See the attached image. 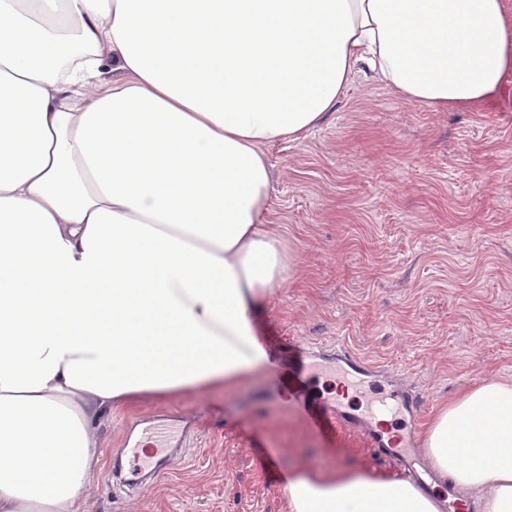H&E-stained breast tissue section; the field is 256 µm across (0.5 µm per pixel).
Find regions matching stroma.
I'll return each instance as SVG.
<instances>
[{"instance_id":"1","label":"stroma","mask_w":512,"mask_h":512,"mask_svg":"<svg viewBox=\"0 0 512 512\" xmlns=\"http://www.w3.org/2000/svg\"><path fill=\"white\" fill-rule=\"evenodd\" d=\"M271 223L297 250V272L256 316L271 355L294 361L344 343L402 383L361 386L329 371L315 398L348 385L374 416L378 394L416 391L425 432L437 406L496 378L512 381V75L491 101L435 112L355 77L300 142L270 147ZM196 433L166 470L132 489L112 480L130 429L162 443ZM90 512H284L290 470L338 461L394 478L363 436L312 430L281 396L276 371L225 390L126 409L104 430Z\"/></svg>"}]
</instances>
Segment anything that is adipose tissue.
I'll return each mask as SVG.
<instances>
[{"label": "adipose tissue", "instance_id": "adipose-tissue-1", "mask_svg": "<svg viewBox=\"0 0 512 512\" xmlns=\"http://www.w3.org/2000/svg\"><path fill=\"white\" fill-rule=\"evenodd\" d=\"M359 72L436 112L479 105L512 73V10L0 0V512H87L123 408L269 364L254 313L297 255L268 221L267 149L303 140ZM423 452L467 512H512V383L442 405ZM285 501L446 507L344 462L291 470Z\"/></svg>", "mask_w": 512, "mask_h": 512}]
</instances>
